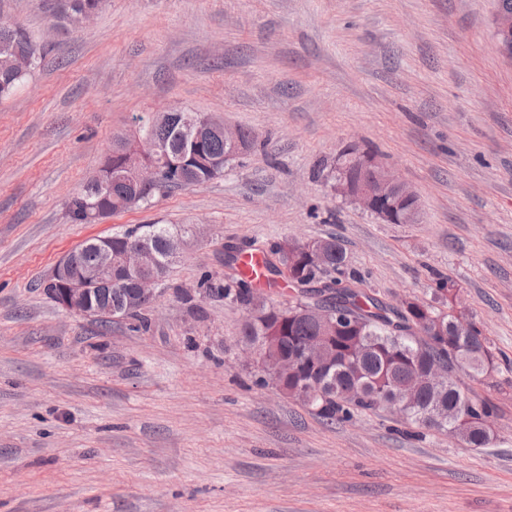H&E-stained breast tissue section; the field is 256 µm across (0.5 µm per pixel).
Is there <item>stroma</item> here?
I'll return each mask as SVG.
<instances>
[{
	"instance_id": "obj_1",
	"label": "stroma",
	"mask_w": 512,
	"mask_h": 512,
	"mask_svg": "<svg viewBox=\"0 0 512 512\" xmlns=\"http://www.w3.org/2000/svg\"><path fill=\"white\" fill-rule=\"evenodd\" d=\"M495 0H107L88 23L0 0L42 59L0 101V512H512V63ZM178 106L256 146L201 186L96 224L69 202L136 117ZM418 195L386 224L336 195L346 147ZM199 233L145 315L99 322L47 293L57 260L141 224ZM339 237L397 305L459 290L496 368L485 448L381 410L329 424L245 355L246 308L201 296L229 253Z\"/></svg>"
}]
</instances>
